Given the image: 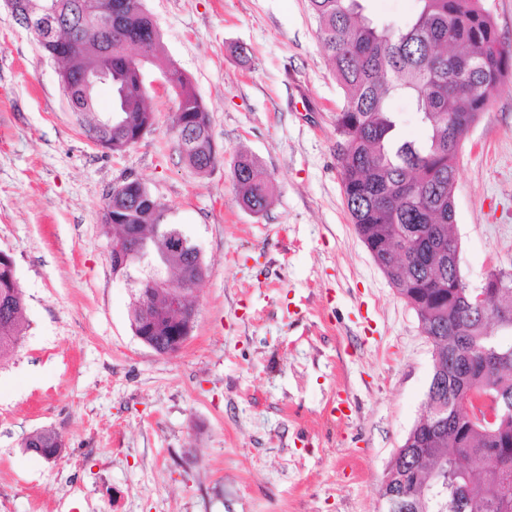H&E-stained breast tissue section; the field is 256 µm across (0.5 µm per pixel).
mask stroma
I'll return each instance as SVG.
<instances>
[{
    "mask_svg": "<svg viewBox=\"0 0 512 512\" xmlns=\"http://www.w3.org/2000/svg\"><path fill=\"white\" fill-rule=\"evenodd\" d=\"M143 4L209 111L207 173L180 154L161 69L145 67L152 131L109 152L36 35L0 10V250L29 323L0 361V512H385L380 484L425 411L433 346L349 220L343 92L308 0ZM242 152L273 186L265 213L236 201ZM127 178L208 265L173 355L133 334L131 285L108 260L103 208ZM454 201L477 290L512 270V71L463 143ZM43 428L65 444L51 462L22 446Z\"/></svg>",
    "mask_w": 512,
    "mask_h": 512,
    "instance_id": "1",
    "label": "stroma"
}]
</instances>
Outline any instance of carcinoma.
<instances>
[{
    "mask_svg": "<svg viewBox=\"0 0 512 512\" xmlns=\"http://www.w3.org/2000/svg\"><path fill=\"white\" fill-rule=\"evenodd\" d=\"M62 6L57 37L69 36L76 49L63 65L73 80L72 96L79 125L93 130L96 141L120 152L149 133L154 113L147 90L137 82L122 54L128 40L138 39L149 63H160L178 97L172 128L190 138L188 164L199 173L214 168L218 157L208 153L210 124L194 123L206 111L188 78L164 59L159 30L143 6L129 0L116 14L112 30L85 23L81 0H18L21 10L41 11L50 2ZM317 23L320 47L344 93L336 116V134L345 152L338 155L342 189L350 221L392 288L416 312L436 350L434 371L425 398L426 411L392 459L382 498L394 504L386 512H512V500L496 496L504 474L512 475V345L496 333L512 334L495 321L512 315V273L507 287L482 288L485 307L468 287L455 255L454 191L457 178L455 141L468 134L496 93L502 74L512 67V53L483 0H418L405 24L379 25L362 15L360 0H308ZM112 48V70L125 73L123 128L103 130L102 114L94 113L93 97L84 95L78 75L94 66L104 48ZM396 96L415 105L425 130L419 141L400 137L398 119L388 103ZM237 201L257 212L269 205L270 181L254 159L239 155L232 171ZM108 227L136 224L142 246L153 260L165 256L166 267L193 268L202 280L206 267L191 265L187 256L169 250L167 233L181 230L162 222V208L152 195L139 199L128 190L105 202ZM25 300L10 255H0V359L24 336ZM165 299L155 297L149 311L131 302L130 323L137 336L155 341L162 353L165 338L178 325L164 313ZM498 399V419L489 424L474 412V399ZM62 447L49 429L35 432L26 450ZM484 464L488 477L475 480L467 467ZM440 473L432 475V464Z\"/></svg>",
    "mask_w": 512,
    "mask_h": 512,
    "instance_id": "obj_1",
    "label": "carcinoma"
}]
</instances>
